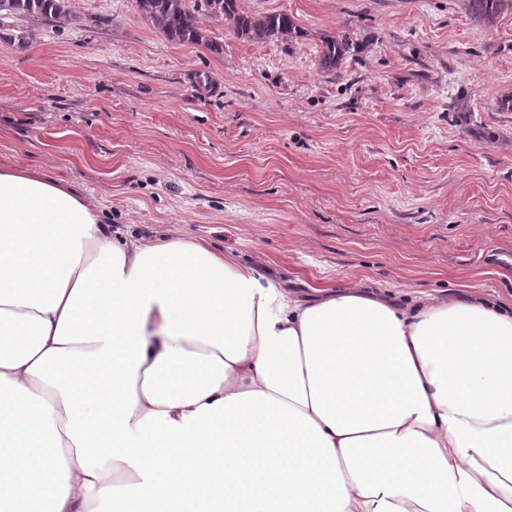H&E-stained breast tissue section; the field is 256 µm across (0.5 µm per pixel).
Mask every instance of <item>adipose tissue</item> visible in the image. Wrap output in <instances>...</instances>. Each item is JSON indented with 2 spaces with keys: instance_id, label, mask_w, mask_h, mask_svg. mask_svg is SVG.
<instances>
[{
  "instance_id": "1",
  "label": "adipose tissue",
  "mask_w": 512,
  "mask_h": 512,
  "mask_svg": "<svg viewBox=\"0 0 512 512\" xmlns=\"http://www.w3.org/2000/svg\"><path fill=\"white\" fill-rule=\"evenodd\" d=\"M512 512V310L298 295L0 168V512Z\"/></svg>"
}]
</instances>
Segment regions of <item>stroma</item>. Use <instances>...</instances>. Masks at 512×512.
<instances>
[{"label":"stroma","instance_id":"35a3bbf8","mask_svg":"<svg viewBox=\"0 0 512 512\" xmlns=\"http://www.w3.org/2000/svg\"><path fill=\"white\" fill-rule=\"evenodd\" d=\"M0 20V167L40 168L144 241H201L289 291L353 279L512 305V11L465 0H246L304 31L220 51L135 0ZM350 35L323 70L325 40ZM469 6L476 19L493 23L495 18L504 10H512L511 0H469ZM351 47L352 44H350L347 37L325 42L320 51V64L322 68L327 71L336 70L344 63Z\"/></svg>","mask_w":512,"mask_h":512}]
</instances>
